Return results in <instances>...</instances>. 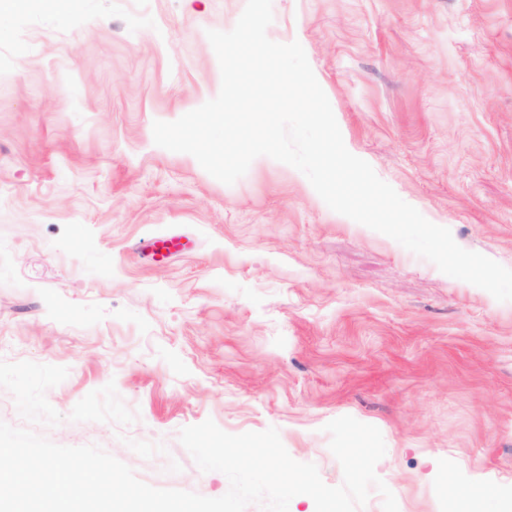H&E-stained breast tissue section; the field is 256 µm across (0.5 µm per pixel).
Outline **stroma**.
Returning a JSON list of instances; mask_svg holds the SVG:
<instances>
[{"mask_svg": "<svg viewBox=\"0 0 512 512\" xmlns=\"http://www.w3.org/2000/svg\"><path fill=\"white\" fill-rule=\"evenodd\" d=\"M246 0L0 14V422L216 498L182 428H276L335 487L325 425L377 427L398 512H512V302L331 210L295 168L227 185L155 144L221 88ZM346 148L512 269V0H272ZM187 247L159 264L153 239Z\"/></svg>", "mask_w": 512, "mask_h": 512, "instance_id": "35a3bbf8", "label": "stroma"}]
</instances>
